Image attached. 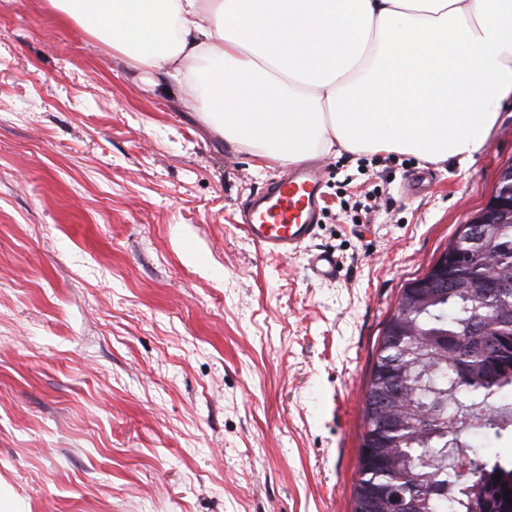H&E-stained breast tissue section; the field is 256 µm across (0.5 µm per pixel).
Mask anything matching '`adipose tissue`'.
Instances as JSON below:
<instances>
[{"mask_svg":"<svg viewBox=\"0 0 512 512\" xmlns=\"http://www.w3.org/2000/svg\"><path fill=\"white\" fill-rule=\"evenodd\" d=\"M49 4L261 159L467 160L512 97V0Z\"/></svg>","mask_w":512,"mask_h":512,"instance_id":"obj_1","label":"adipose tissue"}]
</instances>
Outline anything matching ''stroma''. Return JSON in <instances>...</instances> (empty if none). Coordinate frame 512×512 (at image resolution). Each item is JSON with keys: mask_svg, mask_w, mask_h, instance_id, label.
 I'll list each match as a JSON object with an SVG mask.
<instances>
[{"mask_svg": "<svg viewBox=\"0 0 512 512\" xmlns=\"http://www.w3.org/2000/svg\"><path fill=\"white\" fill-rule=\"evenodd\" d=\"M511 161V99L463 162L316 156L318 234L270 256L239 205L282 163L0 0V512H354L383 326ZM310 270L319 280L333 281L341 276L339 261L333 252L322 250L313 254L309 262Z\"/></svg>", "mask_w": 512, "mask_h": 512, "instance_id": "stroma-1", "label": "stroma"}]
</instances>
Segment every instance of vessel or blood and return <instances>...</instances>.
<instances>
[{"label": "vessel or blood", "mask_w": 512, "mask_h": 512, "mask_svg": "<svg viewBox=\"0 0 512 512\" xmlns=\"http://www.w3.org/2000/svg\"><path fill=\"white\" fill-rule=\"evenodd\" d=\"M322 194L319 170L302 167L285 171L246 205L243 230L247 238L269 255L280 257L296 251L318 230ZM309 266L320 280L333 281L341 276L335 254L327 250L313 254Z\"/></svg>", "instance_id": "1"}]
</instances>
